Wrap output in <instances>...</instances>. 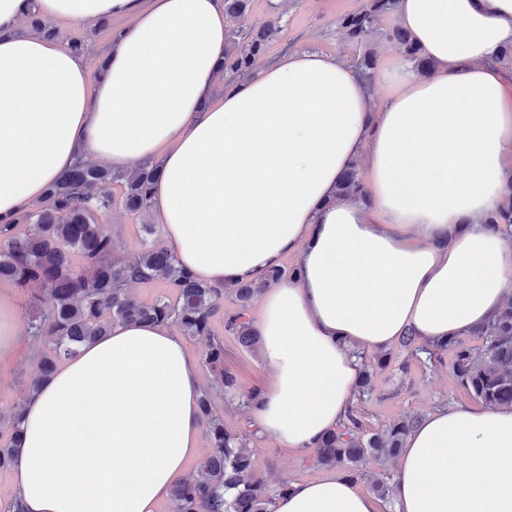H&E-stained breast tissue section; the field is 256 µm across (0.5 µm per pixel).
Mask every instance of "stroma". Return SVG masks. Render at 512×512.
I'll use <instances>...</instances> for the list:
<instances>
[{
	"instance_id": "obj_1",
	"label": "stroma",
	"mask_w": 512,
	"mask_h": 512,
	"mask_svg": "<svg viewBox=\"0 0 512 512\" xmlns=\"http://www.w3.org/2000/svg\"><path fill=\"white\" fill-rule=\"evenodd\" d=\"M360 4L361 0H287L284 38L271 46L270 56H278L288 49L310 50L353 62L362 50L341 40L336 22ZM54 25L62 41L74 38L85 41V58L92 66L112 42L109 33L92 25L60 19ZM224 349V365L238 378L239 396H247L255 388L269 387L271 370L259 350L242 348L231 337H225ZM44 350V345L27 331H20L13 354L0 360V409L8 411L22 405L27 395L26 383ZM390 350L395 360L375 377L374 391L364 405L373 427L408 413L428 414L441 403H470V396L448 368L429 372L418 362L409 361L400 344H392ZM212 412L223 419L226 429L245 436L262 473L291 482L321 477V470L306 465L305 453L283 447L268 436L248 432L238 411L222 396L213 397Z\"/></svg>"
}]
</instances>
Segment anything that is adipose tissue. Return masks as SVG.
Returning a JSON list of instances; mask_svg holds the SVG:
<instances>
[{"instance_id":"adipose-tissue-1","label":"adipose tissue","mask_w":512,"mask_h":512,"mask_svg":"<svg viewBox=\"0 0 512 512\" xmlns=\"http://www.w3.org/2000/svg\"><path fill=\"white\" fill-rule=\"evenodd\" d=\"M129 24L95 80L83 53L22 30L27 12ZM436 67L384 71L375 102L336 57L291 51L212 96L224 0H0V217L19 214L77 155L129 171L162 156L152 209L197 279L267 288L254 326L273 370L259 432L310 452L345 420L354 349L465 336L512 298V237L487 226L512 180V0H397ZM365 158L368 201L335 198ZM447 246H439V239ZM202 378L182 336L114 324L23 408L10 470L24 512H157L203 429ZM397 512H512V408L429 412L396 463ZM275 512H380L339 474L291 484Z\"/></svg>"}]
</instances>
